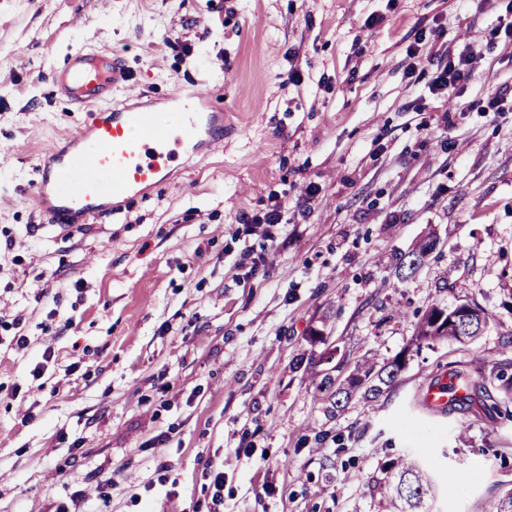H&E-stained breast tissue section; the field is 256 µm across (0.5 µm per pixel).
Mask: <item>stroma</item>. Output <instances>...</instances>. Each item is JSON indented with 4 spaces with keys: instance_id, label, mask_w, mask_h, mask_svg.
<instances>
[{
    "instance_id": "obj_1",
    "label": "stroma",
    "mask_w": 512,
    "mask_h": 512,
    "mask_svg": "<svg viewBox=\"0 0 512 512\" xmlns=\"http://www.w3.org/2000/svg\"><path fill=\"white\" fill-rule=\"evenodd\" d=\"M501 13L0 0V512H377L374 485L401 455L429 467L431 512H491L512 488V424L422 395L473 352L501 361L512 335V112L469 109L512 96V60L487 57L463 96L436 99L407 77L406 48L435 27L423 56L462 49ZM79 48L120 55L156 102L208 82L224 148L62 227L31 195L40 156L88 118L54 85ZM277 204L280 224L236 236ZM430 233L434 252L399 278ZM466 301L490 316L474 345L415 348L432 304ZM403 353L390 387L334 419L289 369L302 354L349 371Z\"/></svg>"
}]
</instances>
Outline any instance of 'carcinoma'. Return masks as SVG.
Here are the masks:
<instances>
[{"label": "carcinoma", "mask_w": 512, "mask_h": 512, "mask_svg": "<svg viewBox=\"0 0 512 512\" xmlns=\"http://www.w3.org/2000/svg\"><path fill=\"white\" fill-rule=\"evenodd\" d=\"M433 247L431 241L420 244L409 260L399 261L397 275L402 277L406 273L413 274L432 253ZM488 323L489 317L485 310L475 302L461 303L452 309L433 306L418 323L415 340L420 347H430L443 341L464 344L480 336ZM471 364L477 378L506 395L512 393V374L505 371L512 362L505 359L489 367L476 352ZM405 366V360L397 358L384 364L365 360L357 364L352 374L342 381L330 374V371L320 368V362L311 357L296 359L293 369L303 370L319 399L326 403L325 412L334 417L345 409L358 392L366 400L379 396L382 389L390 386ZM386 473L393 484V493L380 491L378 512H429L427 500L433 489L429 469L399 457L388 464Z\"/></svg>", "instance_id": "obj_1"}]
</instances>
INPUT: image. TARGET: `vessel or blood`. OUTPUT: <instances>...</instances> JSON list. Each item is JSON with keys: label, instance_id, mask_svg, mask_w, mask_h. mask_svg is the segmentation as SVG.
I'll list each match as a JSON object with an SVG mask.
<instances>
[{"label": "vessel or blood", "instance_id": "b4317fda", "mask_svg": "<svg viewBox=\"0 0 512 512\" xmlns=\"http://www.w3.org/2000/svg\"><path fill=\"white\" fill-rule=\"evenodd\" d=\"M56 86L73 104L96 110L66 135V149L52 147L42 157L32 202L50 223L118 211L129 197L167 181L177 157L212 153L224 143V112L202 83L178 84L160 116L141 110L130 73L112 55L78 49ZM119 91L127 105H113Z\"/></svg>", "mask_w": 512, "mask_h": 512}]
</instances>
